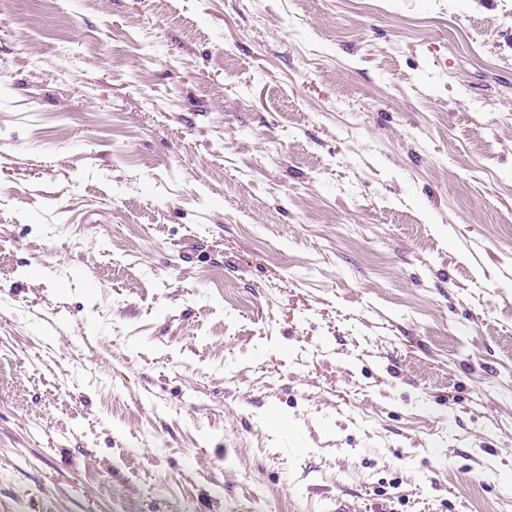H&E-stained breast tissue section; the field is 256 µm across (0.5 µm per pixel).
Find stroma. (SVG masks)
Returning a JSON list of instances; mask_svg holds the SVG:
<instances>
[{
    "label": "stroma",
    "mask_w": 512,
    "mask_h": 512,
    "mask_svg": "<svg viewBox=\"0 0 512 512\" xmlns=\"http://www.w3.org/2000/svg\"><path fill=\"white\" fill-rule=\"evenodd\" d=\"M340 500L512 512V0H0V512Z\"/></svg>",
    "instance_id": "obj_1"
}]
</instances>
